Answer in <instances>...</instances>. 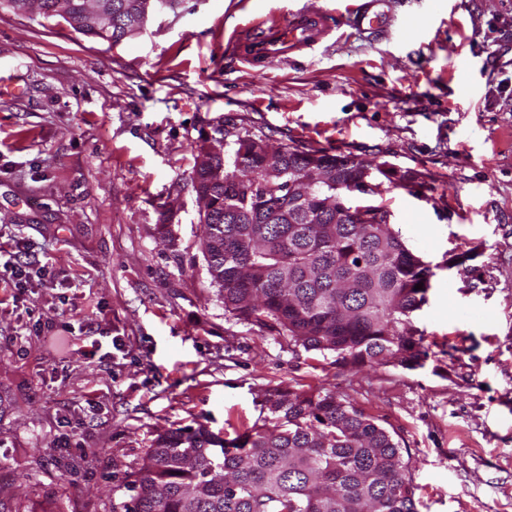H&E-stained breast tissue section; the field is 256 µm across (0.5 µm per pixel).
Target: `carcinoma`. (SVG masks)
<instances>
[{"instance_id": "cac0c4a2", "label": "carcinoma", "mask_w": 512, "mask_h": 512, "mask_svg": "<svg viewBox=\"0 0 512 512\" xmlns=\"http://www.w3.org/2000/svg\"><path fill=\"white\" fill-rule=\"evenodd\" d=\"M94 0H36L37 14L116 45L145 14L173 0H104L112 33L84 23ZM217 137L199 146L192 187L217 204L203 224L202 252L224 312L342 368L413 370L427 357L412 314L433 273L392 224H361L325 208L366 180L388 191L387 171L365 174L347 155L278 145L279 174L267 177L255 139L234 147ZM318 169L306 208L282 211L286 185ZM423 283L420 290L416 284ZM129 499L112 512H419L415 484L394 436L350 400L275 387L254 424L228 439L203 427L158 434L127 473Z\"/></svg>"}]
</instances>
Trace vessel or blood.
I'll return each instance as SVG.
<instances>
[{"label":"vessel or blood","mask_w":512,"mask_h":512,"mask_svg":"<svg viewBox=\"0 0 512 512\" xmlns=\"http://www.w3.org/2000/svg\"><path fill=\"white\" fill-rule=\"evenodd\" d=\"M388 4L389 0H359L352 12L354 27L368 33L382 31L391 23ZM328 29L324 12L314 10L284 28L253 24L240 48L244 60L255 65L314 47L327 36Z\"/></svg>","instance_id":"1"}]
</instances>
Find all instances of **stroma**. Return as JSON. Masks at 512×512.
Wrapping results in <instances>:
<instances>
[{
  "instance_id": "stroma-1",
  "label": "stroma",
  "mask_w": 512,
  "mask_h": 512,
  "mask_svg": "<svg viewBox=\"0 0 512 512\" xmlns=\"http://www.w3.org/2000/svg\"><path fill=\"white\" fill-rule=\"evenodd\" d=\"M353 3L177 0L117 45L0 9V512H112L158 434L235 437L288 385L387 428L419 512H512V0H392L378 37ZM312 8L314 49L234 53ZM219 127L388 164L433 272L421 367L355 373L225 315L190 181Z\"/></svg>"
}]
</instances>
